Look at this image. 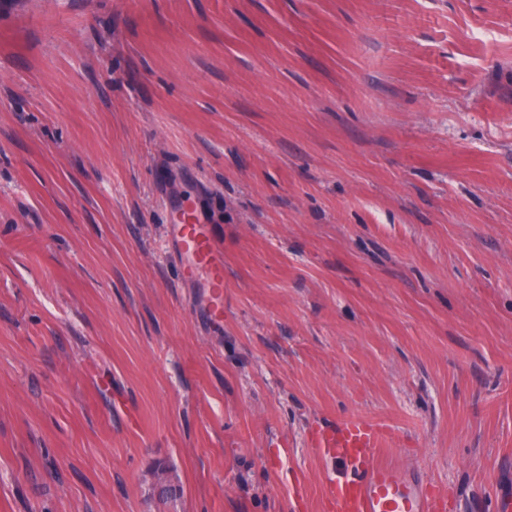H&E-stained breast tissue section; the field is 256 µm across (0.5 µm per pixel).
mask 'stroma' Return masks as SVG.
<instances>
[{
	"mask_svg": "<svg viewBox=\"0 0 512 512\" xmlns=\"http://www.w3.org/2000/svg\"><path fill=\"white\" fill-rule=\"evenodd\" d=\"M352 415L512 484V0H0V512H326ZM172 242L180 262L205 288L202 309L210 320H221L224 311V250L209 224L185 220L171 224Z\"/></svg>",
	"mask_w": 512,
	"mask_h": 512,
	"instance_id": "stroma-1",
	"label": "stroma"
}]
</instances>
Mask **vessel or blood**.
Wrapping results in <instances>:
<instances>
[{
  "label": "vessel or blood",
  "instance_id": "1",
  "mask_svg": "<svg viewBox=\"0 0 512 512\" xmlns=\"http://www.w3.org/2000/svg\"><path fill=\"white\" fill-rule=\"evenodd\" d=\"M180 262L195 276L205 296L209 319L224 311V250L210 225L185 219L171 226ZM388 425L351 416L319 426L313 445L347 464L350 477L330 482L325 495L328 512H444L446 495L424 482L418 471L381 458L390 445Z\"/></svg>",
  "mask_w": 512,
  "mask_h": 512
}]
</instances>
